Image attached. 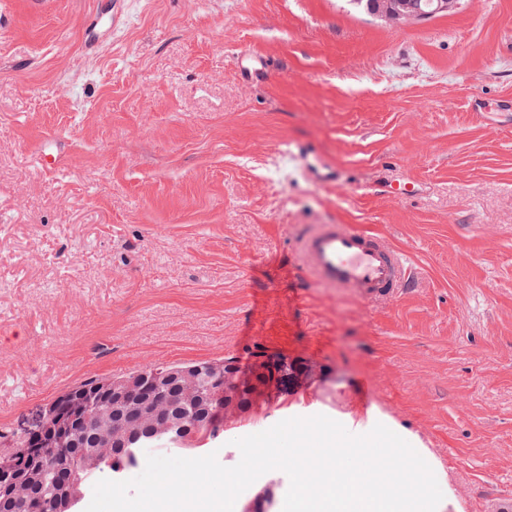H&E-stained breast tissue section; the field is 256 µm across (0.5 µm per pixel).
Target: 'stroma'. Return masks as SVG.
Instances as JSON below:
<instances>
[{
	"instance_id": "1",
	"label": "stroma",
	"mask_w": 512,
	"mask_h": 512,
	"mask_svg": "<svg viewBox=\"0 0 512 512\" xmlns=\"http://www.w3.org/2000/svg\"><path fill=\"white\" fill-rule=\"evenodd\" d=\"M246 66L262 68L243 80ZM512 0H43L0 20V431L144 364L286 357L212 442L380 423L448 512H512ZM53 160H37L43 144ZM304 224L410 256L380 301L295 271ZM288 477L237 499L274 512ZM456 0H436L430 1L429 9L417 8L409 13L399 15L398 12L388 8L375 13L373 16L387 24H392L396 21V18H402L401 24H405L412 21H420L424 19L432 18L436 15L445 13L452 5H455Z\"/></svg>"
}]
</instances>
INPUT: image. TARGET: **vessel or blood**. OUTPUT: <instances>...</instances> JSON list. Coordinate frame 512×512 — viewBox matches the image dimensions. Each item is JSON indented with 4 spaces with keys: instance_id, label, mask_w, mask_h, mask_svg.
Returning <instances> with one entry per match:
<instances>
[{
    "instance_id": "obj_1",
    "label": "vessel or blood",
    "mask_w": 512,
    "mask_h": 512,
    "mask_svg": "<svg viewBox=\"0 0 512 512\" xmlns=\"http://www.w3.org/2000/svg\"><path fill=\"white\" fill-rule=\"evenodd\" d=\"M298 251L318 284L361 300L387 299L410 285L408 254L354 224L303 225Z\"/></svg>"
}]
</instances>
